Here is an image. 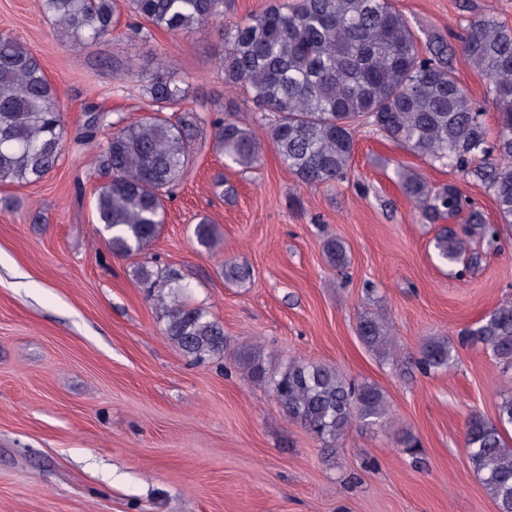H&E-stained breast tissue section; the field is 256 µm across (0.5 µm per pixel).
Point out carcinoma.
I'll list each match as a JSON object with an SVG mask.
<instances>
[{
	"instance_id": "obj_1",
	"label": "carcinoma",
	"mask_w": 512,
	"mask_h": 512,
	"mask_svg": "<svg viewBox=\"0 0 512 512\" xmlns=\"http://www.w3.org/2000/svg\"><path fill=\"white\" fill-rule=\"evenodd\" d=\"M224 0H128V9L149 26L174 36L189 35L223 13ZM42 13L75 48L96 44L117 26L118 0H41ZM466 60L489 80L488 99L496 112L495 133L461 85L453 65L455 48L440 38H421L392 0H273L263 11L231 28L216 57L224 81L240 87L269 114L268 136L280 160L307 187L342 178L350 166L355 133L366 125L430 164L457 171L492 196L500 224H512V29L485 13L462 40ZM152 113L113 131L97 154L102 183L95 194L98 223L117 255L154 239L163 223L165 198L184 173L192 130L202 117L188 110L172 122L164 110L181 106L186 92L157 61L147 88ZM214 148L244 169L259 159V145L243 125L213 123ZM63 111L43 68L17 39L0 35V185L36 183L57 166L63 151ZM404 193L435 220L469 210L467 237L443 227L434 238L437 260L459 265L463 275L478 254L466 255L473 235L493 241L499 224H488L452 183L437 190L417 173H399ZM201 248L217 243L214 225L198 221ZM328 262L342 269L347 250L339 239L326 242ZM150 284L163 334L188 358L224 355V329L205 310L189 305L186 285L175 272L140 271ZM251 278L245 265L224 264V280ZM358 334L369 348L394 349L384 319L367 313ZM505 368L512 367V305H502L461 333ZM454 346L425 340L413 358L425 375L448 369ZM242 362L253 381L268 383L282 411L327 443L344 438L356 422L382 426L391 421L382 390L343 377L327 364L290 361L270 374L261 354L248 348ZM512 395L501 399L494 420L471 415L465 428L469 464L498 512H512Z\"/></svg>"
}]
</instances>
